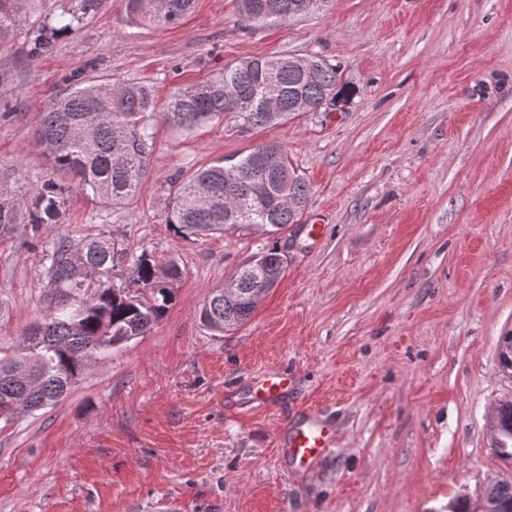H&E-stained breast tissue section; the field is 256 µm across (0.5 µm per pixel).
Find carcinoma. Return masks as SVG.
Instances as JSON below:
<instances>
[{"instance_id":"1","label":"carcinoma","mask_w":512,"mask_h":512,"mask_svg":"<svg viewBox=\"0 0 512 512\" xmlns=\"http://www.w3.org/2000/svg\"><path fill=\"white\" fill-rule=\"evenodd\" d=\"M196 0H127L133 24L176 25ZM105 0H80V14L62 16L66 31L93 14ZM331 0H237L248 27L286 23L325 10ZM29 0H0V48L27 20ZM274 86L282 106L270 111L265 90ZM348 94L340 66L318 56L285 52L227 65L206 80L180 87L168 98L161 118L174 129L192 131L226 112L248 129L283 124L302 112L335 107ZM156 111L152 86L142 81H80L52 99L36 131L50 165L71 176L70 190L118 204L133 198L150 172L154 132L147 123ZM264 155L277 157L262 172ZM63 185L49 178L29 192L0 184V230L37 234L56 223L65 204ZM310 187L288 163L283 146L262 143L235 163L201 168L175 191L167 223L184 236L222 233L228 227H268L276 234L302 221ZM47 287L58 299L55 310L27 329L10 356L0 357V419L9 422L57 403L85 373L90 359L107 356L121 344L145 336L176 300L181 269L163 266L142 253L133 259L137 289L114 288L100 280L112 272L115 251L105 235L60 236L43 251ZM288 259L277 247L253 253L232 274L234 294L211 292L200 310L209 329L224 333L245 323L258 300L276 287ZM96 287L91 304L70 301ZM495 448L512 459V401L499 404L493 418ZM449 512H512V481L489 486L475 504L458 500Z\"/></svg>"}]
</instances>
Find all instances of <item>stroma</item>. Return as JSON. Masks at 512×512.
I'll return each instance as SVG.
<instances>
[{
    "label": "stroma",
    "instance_id": "stroma-1",
    "mask_svg": "<svg viewBox=\"0 0 512 512\" xmlns=\"http://www.w3.org/2000/svg\"><path fill=\"white\" fill-rule=\"evenodd\" d=\"M77 0H35L0 50V176L67 183L35 139L41 112L79 80H137L157 104L225 64L283 52L340 65L349 102L239 132L232 114L185 133L153 118L150 173L112 206L70 193L39 237L0 234V348L53 305L42 250L104 235L182 271L176 302L145 336L91 364L56 405L0 421V512H448L512 478L491 418L512 400L498 341L512 334V0H332L327 11L246 28L234 0H197L174 26L128 23L126 0L27 57ZM283 145L310 186L303 221L271 236L203 238L167 222L197 170ZM319 224L321 237L305 227ZM287 271L236 330L199 319L258 249ZM286 372V404L243 406ZM335 441L304 468L280 448L305 412Z\"/></svg>",
    "mask_w": 512,
    "mask_h": 512
}]
</instances>
